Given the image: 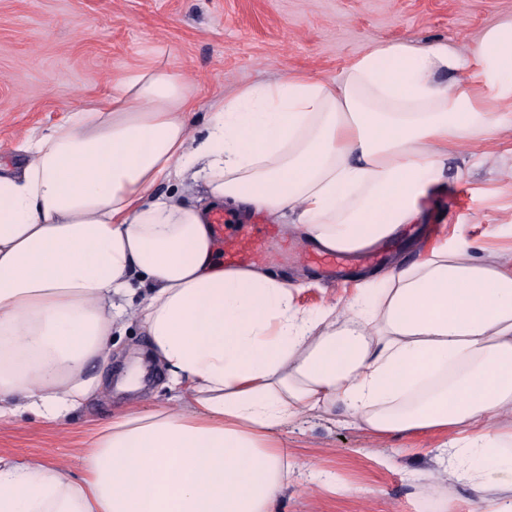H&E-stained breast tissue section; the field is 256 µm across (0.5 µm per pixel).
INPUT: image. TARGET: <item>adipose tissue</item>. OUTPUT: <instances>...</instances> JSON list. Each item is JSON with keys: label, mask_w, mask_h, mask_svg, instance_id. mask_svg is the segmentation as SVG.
Here are the masks:
<instances>
[{"label": "adipose tissue", "mask_w": 512, "mask_h": 512, "mask_svg": "<svg viewBox=\"0 0 512 512\" xmlns=\"http://www.w3.org/2000/svg\"><path fill=\"white\" fill-rule=\"evenodd\" d=\"M110 88L0 166V422L62 420L102 391L136 279L171 404L94 429L77 480L0 458V512H275L295 465L275 430L337 410L381 436L449 434L440 472L508 512L512 258L460 236L307 313L271 269L224 266L209 216L291 214L303 241L350 252L422 223L449 155L512 123V19L463 48L393 40L333 79L242 85L198 137L193 87L154 54Z\"/></svg>", "instance_id": "ef3b65f1"}]
</instances>
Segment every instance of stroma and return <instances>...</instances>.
Returning <instances> with one entry per match:
<instances>
[{
    "instance_id": "35a3bbf8",
    "label": "stroma",
    "mask_w": 512,
    "mask_h": 512,
    "mask_svg": "<svg viewBox=\"0 0 512 512\" xmlns=\"http://www.w3.org/2000/svg\"><path fill=\"white\" fill-rule=\"evenodd\" d=\"M512 17V0H0V163L22 162L16 147L28 133L62 124L68 113L102 102L110 75L139 65L147 50L193 83L196 127L211 103L239 86L293 72L336 77L369 46L392 39L471 43L485 28ZM512 126L491 144L460 147L453 167L466 169L432 194L425 223L384 240L385 263L411 259L426 245L461 230L489 251L512 255ZM276 272L295 283L305 311L348 297L365 277L355 269L338 285L322 280L305 259L280 256ZM148 339L129 323L113 349L106 389L68 419L26 413L0 423V456L66 467L81 476L89 430L117 410L166 405L165 374L146 354ZM140 360L144 385L116 384ZM298 469L276 512H477L478 494L447 478L434 482L431 448L442 433L374 436L339 415L305 416L282 427Z\"/></svg>"
}]
</instances>
